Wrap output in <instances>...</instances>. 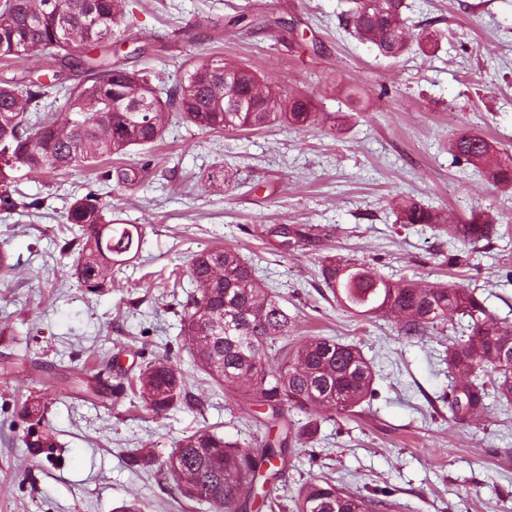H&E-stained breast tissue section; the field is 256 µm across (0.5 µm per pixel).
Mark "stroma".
Segmentation results:
<instances>
[{
  "mask_svg": "<svg viewBox=\"0 0 512 512\" xmlns=\"http://www.w3.org/2000/svg\"><path fill=\"white\" fill-rule=\"evenodd\" d=\"M406 2L409 25L431 24L443 38L435 53L394 61L339 31L345 0H132L116 45L128 70L151 72L159 86L186 60L214 55L276 93H309L317 123L215 132L172 121L150 168L136 150L119 158L138 177L103 189L102 200L113 217L143 225V243L94 293L59 272L78 256L63 245L64 213L94 187L95 168L20 171L26 200L41 205L0 214V512H117L131 501L141 512H209L161 472L175 442L211 428L252 448L265 429L195 367L178 315L194 286L166 282L193 252L222 244L287 298L298 317L288 345L352 342L377 372L376 396L357 416L319 413L313 441L288 443L279 512H294L296 489L317 476L365 496L385 492L390 512H512V411H491L479 428L451 419L439 361L447 334L403 341L390 319L341 309L319 275L321 258L336 256L395 281L463 284L512 323V223L458 262L460 243L397 223L392 209L407 195L453 221L512 213V195L448 150L449 137L470 132L512 152V0ZM332 113L342 131L331 130ZM217 169L224 185L208 179ZM267 224L309 226L315 238L283 255L265 240ZM162 356L200 405L160 416L141 408L131 381ZM36 399L56 447L25 445Z\"/></svg>",
  "mask_w": 512,
  "mask_h": 512,
  "instance_id": "obj_1",
  "label": "stroma"
}]
</instances>
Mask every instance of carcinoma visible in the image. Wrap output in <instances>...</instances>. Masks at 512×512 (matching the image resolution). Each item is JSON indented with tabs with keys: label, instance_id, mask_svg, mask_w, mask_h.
Listing matches in <instances>:
<instances>
[{
	"label": "carcinoma",
	"instance_id": "cac0c4a2",
	"mask_svg": "<svg viewBox=\"0 0 512 512\" xmlns=\"http://www.w3.org/2000/svg\"><path fill=\"white\" fill-rule=\"evenodd\" d=\"M350 7L339 16L347 34L373 44L379 55L400 57L435 46L438 30L412 33L398 15L402 0H347ZM127 0H0V57L17 60L55 57L63 64L81 66L69 53L74 45L105 47L120 34L119 24ZM237 74V86H258L251 112L224 111V71ZM91 75L66 90L60 112L43 105L48 85L0 82V213L39 207L18 198L16 172H69L122 157L139 147L150 153L162 139L170 114L202 130L261 129L280 120L295 128L315 122L311 99L289 94L288 111L270 105L272 93L256 76L242 77L239 68L221 59L205 57L192 62L167 88L155 87L145 75L131 73L117 63L89 67ZM163 98L155 102L151 94ZM141 103L144 112L125 108ZM459 162L474 168L497 189L512 191V154L496 150L477 134H460L450 142ZM399 222L420 224L441 231L466 246L500 237L503 219L474 214L464 224H453L439 209L411 197L397 201ZM106 206L90 191L69 203L64 219L70 231H79L81 251L73 267L63 272L94 292L107 284L112 267L140 251L143 227L122 224L105 216ZM265 237L280 251L296 250L310 239L295 224H267ZM187 273L194 293L182 304L181 317L193 342L196 366L210 377L233 403L270 406L268 419L284 415L271 406L308 412L320 407L350 418L374 397L372 365L361 349L332 337H312L293 348L283 347L279 361L268 363V351L296 325L274 295L255 275L239 250L226 245L194 253ZM321 277L344 310L368 319L392 317L399 337L407 342L467 319L468 333L448 340L445 363L454 380L447 395L448 413L455 420L478 421L493 397L499 407L512 409V325L497 318L475 289L440 282H392L376 276L364 264L334 256L323 257ZM236 313L234 330L217 337L215 322ZM143 407L156 414L178 405L191 407L195 399L186 391L180 369L166 358L149 362L136 380ZM314 420L299 427L283 425V437L267 441L260 452L224 440L208 428L179 439L162 463L183 496L204 501L210 512H244L243 498L256 489L261 468L275 469L292 437L301 444L317 433ZM297 512H387L392 504L377 496L350 492L327 479L314 478L297 492Z\"/></svg>",
	"mask_w": 512,
	"mask_h": 512
}]
</instances>
